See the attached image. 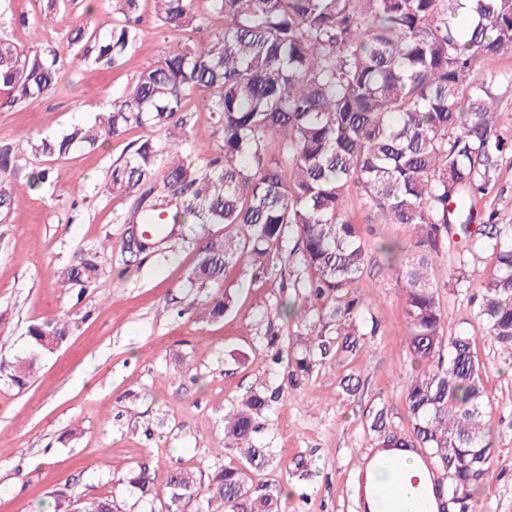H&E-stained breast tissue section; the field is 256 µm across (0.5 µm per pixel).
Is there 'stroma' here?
<instances>
[{
	"label": "stroma",
	"instance_id": "stroma-1",
	"mask_svg": "<svg viewBox=\"0 0 512 512\" xmlns=\"http://www.w3.org/2000/svg\"><path fill=\"white\" fill-rule=\"evenodd\" d=\"M110 0H65L54 13L42 0H0V31L25 48L51 47L65 61L57 91L37 104L0 110V141L16 134H58L93 121L145 67L158 61L172 33L145 24L140 46L118 69L74 59L72 26L104 20ZM161 130L131 127L95 150L52 163L50 183L30 188L31 155L12 177L14 206L0 218V359L30 349V325L54 319L71 325L66 341L40 358L28 385L0 378V512H49L53 496L111 497L132 512L125 476L135 467L163 476L180 466L203 468L218 460L235 465L224 445V412L252 392L282 387L279 401L258 416L261 446L272 459L253 483L279 480V512H360L355 483L380 435L372 411L385 409L387 427L410 423L402 396L412 372L403 301L394 271L374 249L376 237L405 241V228L372 223L356 194L345 209L369 249L357 291L382 327L369 335L361 324L354 359L332 356L298 371L304 327L288 320L294 266L230 265L224 280L189 287L198 243H168L165 256L130 263L120 250L104 256L101 274L86 291L62 288L57 271L81 247L119 237L130 200L104 192L112 164L142 139ZM454 253L437 259L436 279L448 333L476 337L487 393L485 420L493 455L482 482L481 512H512V369L485 336L466 297L450 286ZM230 294L231 311L209 313L213 299ZM359 381L345 393L342 377Z\"/></svg>",
	"mask_w": 512,
	"mask_h": 512
}]
</instances>
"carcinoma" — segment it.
I'll use <instances>...</instances> for the list:
<instances>
[{"mask_svg":"<svg viewBox=\"0 0 512 512\" xmlns=\"http://www.w3.org/2000/svg\"><path fill=\"white\" fill-rule=\"evenodd\" d=\"M224 17V28L195 44L178 45L141 71L127 91L93 122L58 136H29L35 158L58 161L96 149L128 127H187L185 100L200 98L214 114L221 140L202 153L183 134L181 144L147 138L112 164L105 190L131 199L125 229L149 235L146 254L181 224L224 225L200 249L190 282L218 284L242 257L257 268L287 257L302 287L288 315L310 341L301 369L331 353H353L366 308L357 282L366 262L358 225L344 210L359 195L374 224L410 232L401 249L381 245L395 261L406 337L419 363L403 389L411 434L392 433L380 451L410 448L445 475L427 492L430 512H471L473 491L492 457L486 394L476 337L447 334L435 284V256L456 248L455 287L468 289L466 269L481 254L492 267L480 282L476 317L512 363V223L485 199L497 190L505 141L496 132L498 87L512 72L492 61L512 55V0H151L152 20L171 33L197 30L200 2ZM143 0H112L107 33L79 25L69 45L84 63L121 67L141 41ZM486 68L480 83L476 66ZM59 54L24 49L0 35V110L32 105L58 84ZM18 154L0 143V211L13 206L9 182ZM125 238L81 250L61 268L57 283H93L101 258ZM370 334L381 323L370 317ZM68 324L46 320L28 329L45 354L69 335ZM33 357L0 361V375L22 388ZM282 389L253 392L224 414V447L236 466L170 469L157 484L146 468L130 471L135 503L149 512H279L281 487L253 489L248 474L266 468L273 449L256 444L264 409ZM53 512H121L109 497L65 501Z\"/></svg>","mask_w":512,"mask_h":512,"instance_id":"carcinoma-1","label":"carcinoma"}]
</instances>
